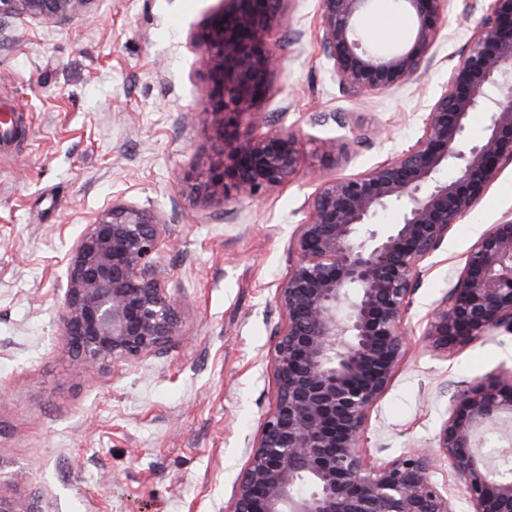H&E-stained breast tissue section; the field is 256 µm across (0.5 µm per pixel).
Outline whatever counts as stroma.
Segmentation results:
<instances>
[{
	"instance_id": "1",
	"label": "stroma",
	"mask_w": 512,
	"mask_h": 512,
	"mask_svg": "<svg viewBox=\"0 0 512 512\" xmlns=\"http://www.w3.org/2000/svg\"><path fill=\"white\" fill-rule=\"evenodd\" d=\"M222 0H93L63 25L9 19L0 36V108L19 134L0 157V495L41 512H224L274 400L277 285L288 239L318 174L346 176L412 146L467 50L480 13L448 0V26L417 80L345 95L317 39L319 0H291L269 40L283 59L240 135L288 125L302 162L262 203L211 204L184 173L221 160L191 41ZM329 113L317 122L315 113ZM349 152L328 155L330 141ZM153 206L171 248L159 258L180 305L177 336L128 362L80 363L62 336L64 257L113 198ZM512 219V164L424 258L405 314L410 344L371 411L363 446L388 461L429 448L453 395L512 370V332L450 353L427 346V314L491 225Z\"/></svg>"
}]
</instances>
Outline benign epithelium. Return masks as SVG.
<instances>
[{
	"label": "benign epithelium",
	"instance_id": "benign-epithelium-1",
	"mask_svg": "<svg viewBox=\"0 0 512 512\" xmlns=\"http://www.w3.org/2000/svg\"><path fill=\"white\" fill-rule=\"evenodd\" d=\"M94 0H0V21L28 17L64 24ZM196 37L210 73L195 111L218 126L223 156L204 174L187 173L209 203L257 201L288 185L301 162L288 126L237 133L240 118L269 93L282 59L265 33L288 0H227ZM370 0H320L321 46L342 89L361 97L402 86L434 61L447 26V0H392L409 6L412 46L379 54L358 22ZM487 115L484 135L467 142L470 113ZM512 163V0H487L470 45L450 70L414 145L369 170L324 179L306 219L288 240L291 265L276 289L275 401L249 443L224 512H457L434 483L448 461L469 512H512V478L501 476L497 432L512 443V374L491 375L456 395L436 436V452L371 463L363 438L405 354V312L420 261L481 201ZM393 209L381 234L372 219ZM167 222L154 207L117 197L91 217L66 259L61 304L68 349L85 363L139 359L176 335L177 302L157 256ZM512 330V220L493 224L469 249L451 291L428 315L425 339L451 351Z\"/></svg>",
	"mask_w": 512,
	"mask_h": 512
}]
</instances>
